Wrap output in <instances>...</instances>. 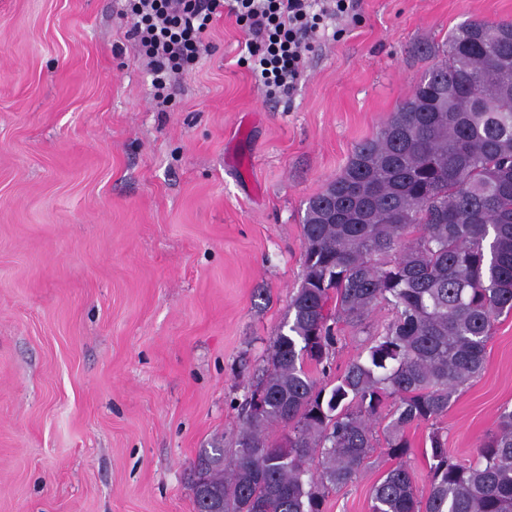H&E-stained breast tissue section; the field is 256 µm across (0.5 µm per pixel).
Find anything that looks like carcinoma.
Masks as SVG:
<instances>
[{"instance_id": "obj_1", "label": "carcinoma", "mask_w": 512, "mask_h": 512, "mask_svg": "<svg viewBox=\"0 0 512 512\" xmlns=\"http://www.w3.org/2000/svg\"><path fill=\"white\" fill-rule=\"evenodd\" d=\"M343 172L312 196L302 224L304 274L284 326L250 386L235 448H202L211 498L196 512H323L375 448L388 399L387 453L370 512H512V408L472 461L429 435L430 479L418 489L407 429L448 413L484 368L495 321L512 313V23L469 20ZM393 319L333 383L340 324L378 305ZM262 393V411L254 396Z\"/></svg>"}]
</instances>
